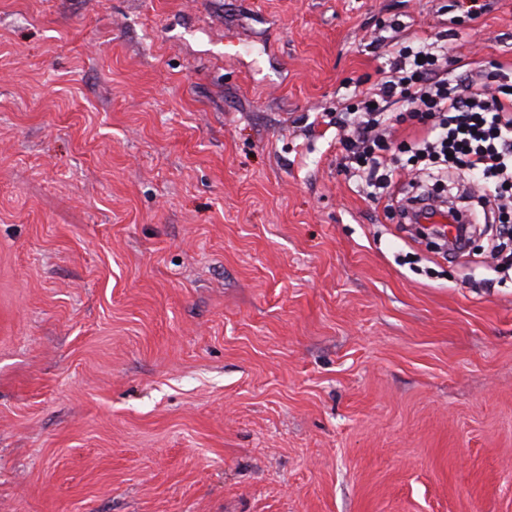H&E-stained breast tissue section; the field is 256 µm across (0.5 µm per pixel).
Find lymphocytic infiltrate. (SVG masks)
Masks as SVG:
<instances>
[{
    "label": "lymphocytic infiltrate",
    "instance_id": "1",
    "mask_svg": "<svg viewBox=\"0 0 512 512\" xmlns=\"http://www.w3.org/2000/svg\"><path fill=\"white\" fill-rule=\"evenodd\" d=\"M393 61L357 108L333 112L339 142L367 186L389 190L399 169L383 153L391 135L386 115L402 104L424 122L407 146L414 172L443 186L465 179L498 232L491 268H512V83L495 73L466 76L448 70V49L421 40L392 42Z\"/></svg>",
    "mask_w": 512,
    "mask_h": 512
}]
</instances>
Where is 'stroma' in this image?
<instances>
[{
  "mask_svg": "<svg viewBox=\"0 0 512 512\" xmlns=\"http://www.w3.org/2000/svg\"><path fill=\"white\" fill-rule=\"evenodd\" d=\"M484 2L0 0V512H512V270L315 121Z\"/></svg>",
  "mask_w": 512,
  "mask_h": 512,
  "instance_id": "1",
  "label": "stroma"
}]
</instances>
